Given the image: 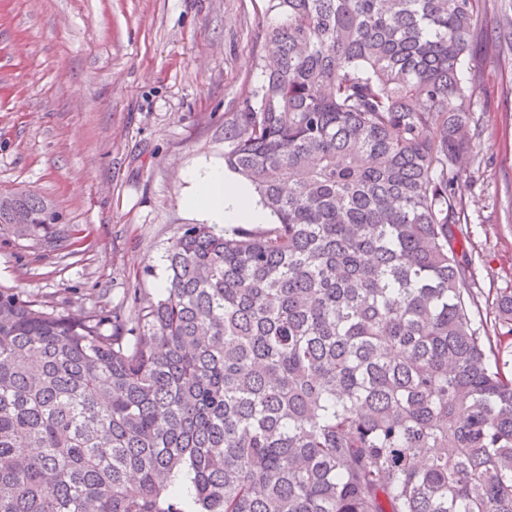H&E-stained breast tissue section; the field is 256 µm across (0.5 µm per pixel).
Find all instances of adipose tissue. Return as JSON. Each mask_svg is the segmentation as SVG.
<instances>
[{
    "label": "adipose tissue",
    "mask_w": 512,
    "mask_h": 512,
    "mask_svg": "<svg viewBox=\"0 0 512 512\" xmlns=\"http://www.w3.org/2000/svg\"><path fill=\"white\" fill-rule=\"evenodd\" d=\"M190 203L215 224H267L271 217L258 203L248 185L211 168L189 173Z\"/></svg>",
    "instance_id": "obj_1"
}]
</instances>
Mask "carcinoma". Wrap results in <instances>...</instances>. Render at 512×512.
Returning a JSON list of instances; mask_svg holds the SVG:
<instances>
[{"instance_id": "carcinoma-1", "label": "carcinoma", "mask_w": 512, "mask_h": 512, "mask_svg": "<svg viewBox=\"0 0 512 512\" xmlns=\"http://www.w3.org/2000/svg\"><path fill=\"white\" fill-rule=\"evenodd\" d=\"M266 2L224 163L271 223L180 228L132 316L0 286V512H512V288L491 334L460 288L480 0Z\"/></svg>"}]
</instances>
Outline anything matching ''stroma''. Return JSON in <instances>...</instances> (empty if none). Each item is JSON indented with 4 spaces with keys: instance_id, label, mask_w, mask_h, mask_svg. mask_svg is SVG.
Masks as SVG:
<instances>
[{
    "instance_id": "obj_1",
    "label": "stroma",
    "mask_w": 512,
    "mask_h": 512,
    "mask_svg": "<svg viewBox=\"0 0 512 512\" xmlns=\"http://www.w3.org/2000/svg\"><path fill=\"white\" fill-rule=\"evenodd\" d=\"M275 21L265 0H0V195L61 213L63 249L0 228V286L84 314L159 295L186 224L187 175L224 163V115L259 79ZM473 52L465 287L478 323L512 288V42Z\"/></svg>"
}]
</instances>
